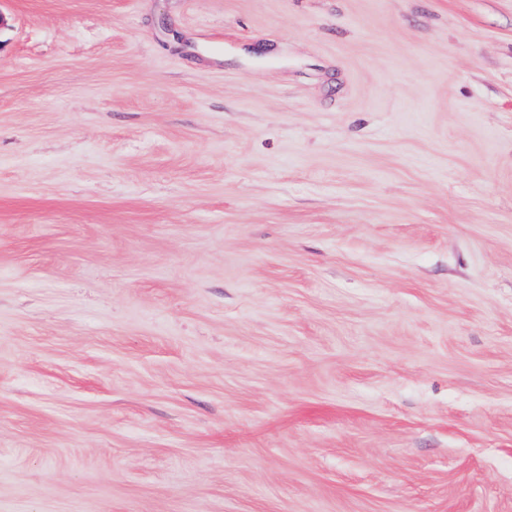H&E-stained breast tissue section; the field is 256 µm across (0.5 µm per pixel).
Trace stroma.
Returning <instances> with one entry per match:
<instances>
[{"label": "stroma", "mask_w": 512, "mask_h": 512, "mask_svg": "<svg viewBox=\"0 0 512 512\" xmlns=\"http://www.w3.org/2000/svg\"><path fill=\"white\" fill-rule=\"evenodd\" d=\"M0 14V512H512V0Z\"/></svg>", "instance_id": "stroma-1"}]
</instances>
